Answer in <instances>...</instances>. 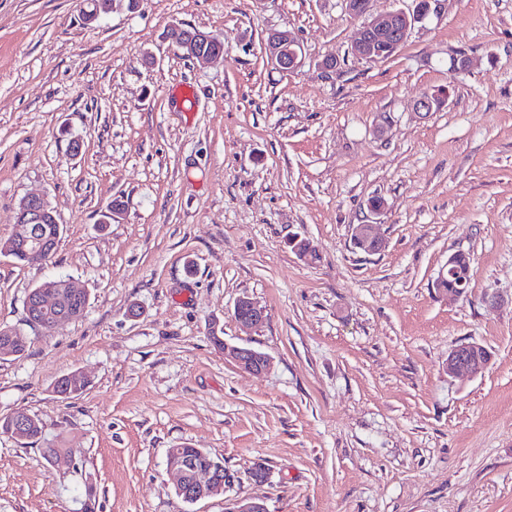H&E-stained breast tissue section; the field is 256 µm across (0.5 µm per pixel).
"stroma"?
Masks as SVG:
<instances>
[{"mask_svg": "<svg viewBox=\"0 0 512 512\" xmlns=\"http://www.w3.org/2000/svg\"><path fill=\"white\" fill-rule=\"evenodd\" d=\"M86 7L0 0V240L31 194L63 226L45 262L0 254V327L29 339L0 357V419L45 426L32 444L0 433V512H225L246 495L268 512H512V0H438L384 61L353 55L343 0H139L88 25ZM174 23L223 56L183 57ZM274 30L298 38L292 72L264 51ZM426 94L444 103L424 116ZM366 223L378 253L353 246ZM458 251L472 278L451 301L434 282ZM51 278L88 305L47 331L24 304ZM243 294L265 323L236 322ZM214 328L269 369L241 371ZM463 342L491 351L482 375L444 372ZM73 372L86 390L58 396ZM182 445L223 461L222 494L177 496ZM352 240L356 247L368 254L377 253L385 247L376 224H357L353 229Z\"/></svg>", "mask_w": 512, "mask_h": 512, "instance_id": "35a3bbf8", "label": "stroma"}]
</instances>
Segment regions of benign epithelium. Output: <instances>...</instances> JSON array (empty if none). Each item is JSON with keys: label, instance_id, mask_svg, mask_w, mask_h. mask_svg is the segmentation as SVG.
I'll use <instances>...</instances> for the list:
<instances>
[{"label": "benign epithelium", "instance_id": "1", "mask_svg": "<svg viewBox=\"0 0 512 512\" xmlns=\"http://www.w3.org/2000/svg\"><path fill=\"white\" fill-rule=\"evenodd\" d=\"M370 0H345L347 14L364 18L358 37L353 41L352 52L360 59H375L383 54V49L400 45L408 40L415 24L424 22L435 11L437 0H427V7L422 9L416 3L413 9L395 10L373 15L369 13ZM176 32L182 34V40L175 42L183 55L198 63H205L222 55V52H205L199 49V43L220 41V37L201 32L197 29L188 30L180 24L174 25ZM264 50L272 62L283 72H292L299 65L300 46L294 34L288 30L269 33ZM56 221L54 208L48 199L39 194L28 195L19 204L15 216L16 232L6 244L3 253L9 255L18 248L29 246L33 254L40 258L52 252L51 242L39 236L37 225ZM353 244L368 254L381 251L385 244L377 232L375 224H358L353 229ZM68 286L66 282L49 280L41 285V291L35 299L36 309L49 310L58 301V293ZM235 320L244 326H258L266 320L265 310L251 297L241 296L234 307ZM224 355L231 358L244 372L261 374L271 363V358L264 352L252 347L224 345ZM491 359L485 355L483 345L472 342L455 346L448 352L445 369L450 376L469 374L476 376L485 372ZM15 438H25V430L29 425L27 415L16 411L6 417ZM193 469V480L186 483L187 469ZM167 470L176 478V491L187 498L199 499L208 489L214 486L211 470L193 467L188 460L172 459L167 462ZM226 512H267L265 505L254 498L237 499Z\"/></svg>", "mask_w": 512, "mask_h": 512}]
</instances>
